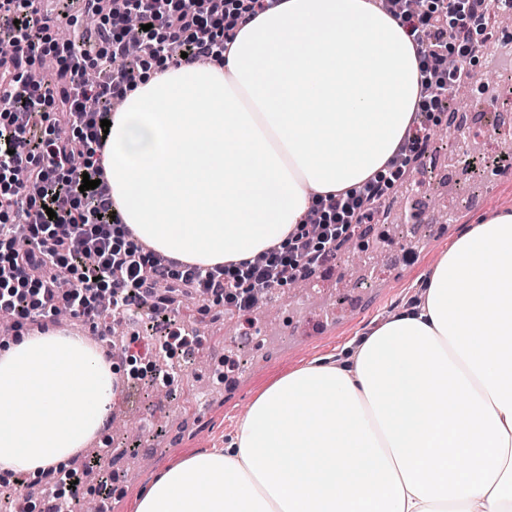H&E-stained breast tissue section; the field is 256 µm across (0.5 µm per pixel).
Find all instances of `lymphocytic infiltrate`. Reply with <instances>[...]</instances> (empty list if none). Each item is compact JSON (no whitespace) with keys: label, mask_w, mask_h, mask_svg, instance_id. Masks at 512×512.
<instances>
[{"label":"lymphocytic infiltrate","mask_w":512,"mask_h":512,"mask_svg":"<svg viewBox=\"0 0 512 512\" xmlns=\"http://www.w3.org/2000/svg\"><path fill=\"white\" fill-rule=\"evenodd\" d=\"M279 0H84L97 19L94 43L58 41L72 0H53L40 12L35 0H0L9 25L0 36V312L15 328L47 330L55 310L100 323L107 316L153 317L184 299L203 311L249 313L257 296L290 285L336 258L358 225L372 221L397 188L411 160L423 154L444 99L470 77L469 60L492 39L494 0H434L414 11L410 0H385L419 46L417 119L388 162V178L315 197L295 232L270 247L262 261L214 267L185 264L135 240L123 224L105 182L102 120L131 90L140 71L165 61L200 62L223 57L234 28ZM146 27L141 51L129 57L126 23ZM59 65L56 81H30L46 56ZM84 163H70L73 150ZM96 188L82 190L84 179Z\"/></svg>","instance_id":"1"}]
</instances>
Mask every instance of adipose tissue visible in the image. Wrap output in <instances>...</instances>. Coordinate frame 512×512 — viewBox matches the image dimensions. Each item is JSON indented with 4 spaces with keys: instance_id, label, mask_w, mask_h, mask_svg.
Segmentation results:
<instances>
[{
    "instance_id": "adipose-tissue-1",
    "label": "adipose tissue",
    "mask_w": 512,
    "mask_h": 512,
    "mask_svg": "<svg viewBox=\"0 0 512 512\" xmlns=\"http://www.w3.org/2000/svg\"><path fill=\"white\" fill-rule=\"evenodd\" d=\"M418 46L369 0H281L223 60L142 74L112 118L124 224L202 267L252 261L313 195L377 174L413 125ZM87 337L0 349V476L34 481L111 422ZM133 512H512V211L456 237L420 306L275 377L223 448L163 469Z\"/></svg>"
}]
</instances>
